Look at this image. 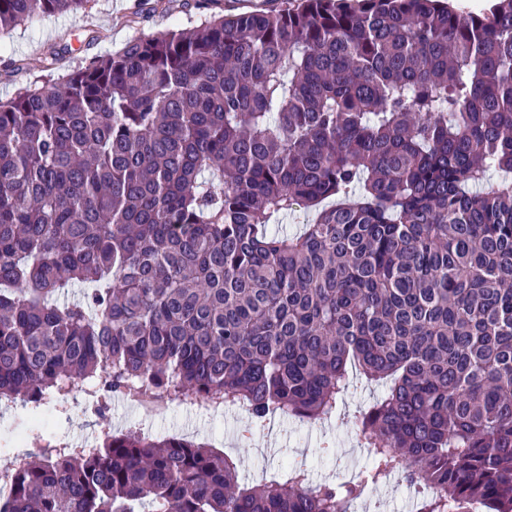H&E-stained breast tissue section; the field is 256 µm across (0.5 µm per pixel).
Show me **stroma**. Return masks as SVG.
Returning <instances> with one entry per match:
<instances>
[{
  "instance_id": "stroma-1",
  "label": "stroma",
  "mask_w": 512,
  "mask_h": 512,
  "mask_svg": "<svg viewBox=\"0 0 512 512\" xmlns=\"http://www.w3.org/2000/svg\"><path fill=\"white\" fill-rule=\"evenodd\" d=\"M242 6V0H211L204 10L199 9L198 0H95L85 13L37 17L0 37V98L11 97L33 81L49 45L62 46L57 71L65 74L93 57L120 51L132 39L184 25L202 12L238 14ZM381 392L378 385L355 384L343 399L340 415L314 425L300 441L289 439L285 416L272 417L271 428H259L220 412L198 416L174 402L165 412L157 413L113 396L102 418L87 411L80 399L44 417L29 416L17 404L0 406V470L14 456L36 452V445L27 439L32 430H41L57 441L80 444L99 442L108 427L115 432L182 436L209 443L234 458L242 479L249 482L262 481L265 470L275 466L285 452L292 459L307 461L316 477L329 469L346 472L354 463L368 460L355 421L360 410Z\"/></svg>"
}]
</instances>
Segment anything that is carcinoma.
<instances>
[{"label": "carcinoma", "mask_w": 512, "mask_h": 512, "mask_svg": "<svg viewBox=\"0 0 512 512\" xmlns=\"http://www.w3.org/2000/svg\"><path fill=\"white\" fill-rule=\"evenodd\" d=\"M92 2L0 0V34ZM353 374L386 385L362 484L39 434L0 512H351L399 477L417 512H512V0L206 14L0 100V402L97 384L315 422ZM311 219L312 215L303 211L281 216L271 225V230L280 235H293L298 233L303 224H307Z\"/></svg>", "instance_id": "1"}]
</instances>
